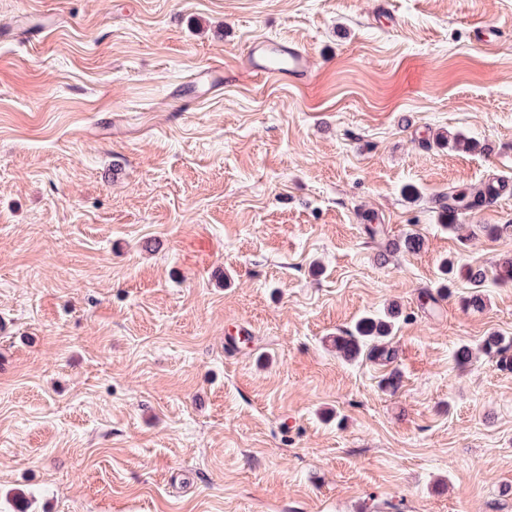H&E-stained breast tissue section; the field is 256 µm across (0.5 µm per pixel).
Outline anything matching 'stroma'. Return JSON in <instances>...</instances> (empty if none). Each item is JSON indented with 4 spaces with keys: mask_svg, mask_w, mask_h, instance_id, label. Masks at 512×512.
<instances>
[{
    "mask_svg": "<svg viewBox=\"0 0 512 512\" xmlns=\"http://www.w3.org/2000/svg\"><path fill=\"white\" fill-rule=\"evenodd\" d=\"M256 36L308 83L250 72ZM491 178L512 0H0V512H512L479 351L512 337V194L471 239L435 202ZM392 304L395 359L344 361Z\"/></svg>",
    "mask_w": 512,
    "mask_h": 512,
    "instance_id": "35a3bbf8",
    "label": "stroma"
}]
</instances>
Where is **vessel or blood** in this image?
Here are the masks:
<instances>
[{
	"label": "vessel or blood",
	"instance_id": "obj_1",
	"mask_svg": "<svg viewBox=\"0 0 512 512\" xmlns=\"http://www.w3.org/2000/svg\"><path fill=\"white\" fill-rule=\"evenodd\" d=\"M246 61L255 74L279 82H303L307 77V56L299 47L264 37L252 39L246 47Z\"/></svg>",
	"mask_w": 512,
	"mask_h": 512
}]
</instances>
